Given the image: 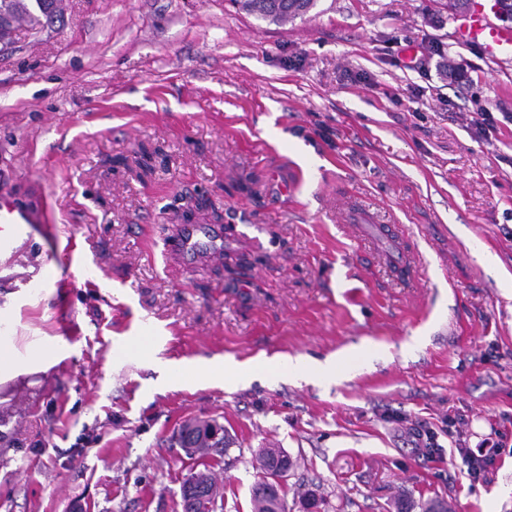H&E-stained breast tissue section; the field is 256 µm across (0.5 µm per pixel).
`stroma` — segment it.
I'll return each mask as SVG.
<instances>
[{
	"instance_id": "1",
	"label": "stroma",
	"mask_w": 512,
	"mask_h": 512,
	"mask_svg": "<svg viewBox=\"0 0 512 512\" xmlns=\"http://www.w3.org/2000/svg\"><path fill=\"white\" fill-rule=\"evenodd\" d=\"M448 0H317L268 24L234 0H65L0 44V194L46 221L0 254V339L51 361L0 379V512H252L259 449L321 512H512V53L460 44ZM493 122L478 125L479 113ZM224 230L188 270L181 224ZM390 224L414 245L398 277ZM69 254L55 285L47 250ZM332 381L175 382L164 364L324 360ZM216 420L229 459L173 437ZM431 428L439 448H416ZM494 443L487 478L458 440ZM221 484L208 470L192 473L190 479L183 482L182 498L186 512H214L215 501L210 496H222ZM217 503L215 504V508Z\"/></svg>"
}]
</instances>
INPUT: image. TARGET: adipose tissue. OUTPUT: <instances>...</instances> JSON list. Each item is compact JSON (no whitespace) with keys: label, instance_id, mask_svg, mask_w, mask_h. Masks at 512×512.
I'll use <instances>...</instances> for the list:
<instances>
[{"label":"adipose tissue","instance_id":"1","mask_svg":"<svg viewBox=\"0 0 512 512\" xmlns=\"http://www.w3.org/2000/svg\"><path fill=\"white\" fill-rule=\"evenodd\" d=\"M340 361L330 357L321 362H312L302 357H297L282 362L280 358H264L258 363L242 366L233 361L226 360L216 365L200 366L195 362L186 361L174 364L169 370L170 376L178 382L191 381L205 377L232 383H243L255 373L262 372L271 377L288 376L291 378H304L316 376L326 380H332L339 375Z\"/></svg>","mask_w":512,"mask_h":512}]
</instances>
